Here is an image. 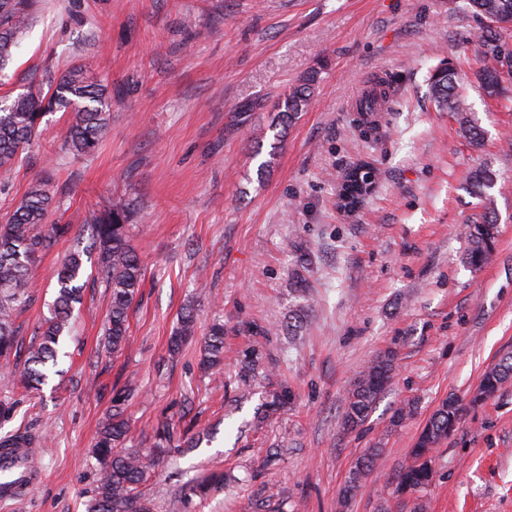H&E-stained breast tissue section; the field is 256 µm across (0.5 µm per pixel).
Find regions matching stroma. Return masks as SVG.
<instances>
[{"label":"stroma","instance_id":"obj_1","mask_svg":"<svg viewBox=\"0 0 512 512\" xmlns=\"http://www.w3.org/2000/svg\"><path fill=\"white\" fill-rule=\"evenodd\" d=\"M33 26L0 78V97L73 64L108 88L99 149L62 148L69 115L44 117L24 158L0 171V219L45 180L46 221L69 232L32 268L17 318L27 348L54 299L63 257L88 248L93 212L132 204L145 281L122 350L103 346L105 279L86 263L57 374L25 389L23 362L0 376V437L41 435L24 496L0 512H87L99 484L97 432L124 395L126 446L174 447L140 486L157 512H512V381L471 404L485 370L512 351V112L480 92V21L463 0H34ZM454 66L485 131L482 149L430 98L432 70ZM314 93L288 131L272 122L286 89ZM394 103L365 131L351 101L376 80ZM366 161L376 188L337 207L345 169ZM486 165L498 241L479 270L461 234L477 212L466 178ZM196 337L169 351L181 309ZM224 323V367H201L200 339ZM397 355L386 393L357 428L342 425L357 374ZM465 400L434 453L423 492L393 496L396 476L447 397ZM411 416L391 417L401 406ZM379 449L349 500L357 457ZM224 477L200 500L192 481Z\"/></svg>","mask_w":512,"mask_h":512}]
</instances>
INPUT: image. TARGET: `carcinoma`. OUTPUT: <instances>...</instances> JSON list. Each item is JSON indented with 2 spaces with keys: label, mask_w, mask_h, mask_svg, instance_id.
<instances>
[{
  "label": "carcinoma",
  "mask_w": 512,
  "mask_h": 512,
  "mask_svg": "<svg viewBox=\"0 0 512 512\" xmlns=\"http://www.w3.org/2000/svg\"><path fill=\"white\" fill-rule=\"evenodd\" d=\"M31 2L0 0V72L13 61L19 38L32 23ZM464 3L466 9L483 22V26L473 33L483 56V66L477 74L479 88L490 99L511 103L512 88L497 82L496 74L503 53L512 54V48L502 39L506 27L500 24L503 19H512V0H464ZM313 82L314 78L309 76L289 87L279 104L276 125H289L298 113L304 111L313 93ZM430 88L439 110L451 113L461 135L473 147H481L484 131L468 113L455 69L451 66L434 69ZM377 103L378 97L371 93L359 105V121L370 129L374 128ZM58 109L71 113L65 149L74 155H87L97 148L110 121L107 89L103 84L92 81L85 67L73 65L53 80L48 91L39 89L20 94L9 100L7 111H0V169L9 170L21 160V155L38 134L43 117ZM364 167L366 164L362 162L349 166L339 185L338 203L348 212L365 200L355 182L356 171ZM496 182V173L488 166L469 173L471 193L482 205V212L464 227L468 243L464 262L475 270L495 250L498 227L494 197L489 190ZM50 204L51 197L44 183L35 181L16 208L0 223V358L10 357L17 348L15 322L30 299L32 264L39 253L54 245L70 228L68 224H45ZM132 216L133 209L129 205L116 203L90 217L94 249L98 250L97 265L111 290L107 336L114 352L121 347L127 335L129 312L144 282L140 259L129 244ZM83 269V253L75 251L58 270L51 317L38 328L26 353L23 384L27 388L45 384L49 378L48 370L58 365L72 309L80 299L82 285L79 281ZM194 333L195 319L188 309L171 337V349L179 350ZM203 351L204 368L209 372L220 370L224 362V324L216 323L211 327L204 338ZM394 360L393 352H385L371 360L359 373L347 399L343 418L345 428L353 429L367 419L388 387ZM511 377L512 354L508 353L483 374L470 402L476 404L493 397ZM123 402L120 395L113 400L112 417L100 431L97 442L100 478L90 512H153L151 502L137 493V487L151 463L165 454L171 441L170 431L165 426L156 429L155 442L148 454L126 451L122 448L127 434ZM461 409L462 404L453 397L439 405L411 449V463L397 475V494L417 493L431 483L433 452L453 430ZM33 442V436L26 431L1 438L0 470L27 462L26 450L32 447ZM377 455L378 449L375 448L356 460L343 487L342 501H348L356 491Z\"/></svg>",
  "instance_id": "obj_1"
}]
</instances>
